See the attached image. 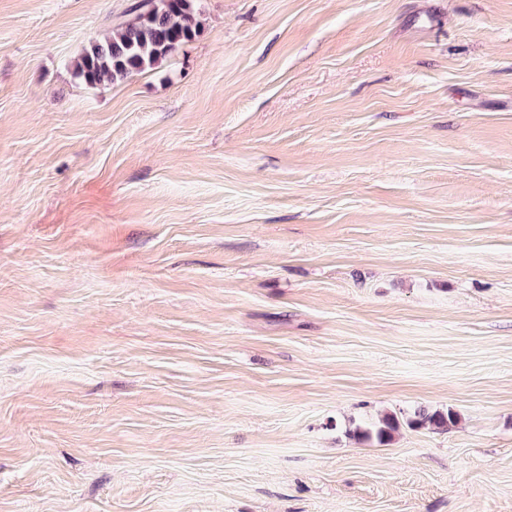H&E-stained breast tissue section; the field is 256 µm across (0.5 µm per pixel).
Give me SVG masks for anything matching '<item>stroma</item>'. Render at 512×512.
<instances>
[{
    "label": "stroma",
    "mask_w": 512,
    "mask_h": 512,
    "mask_svg": "<svg viewBox=\"0 0 512 512\" xmlns=\"http://www.w3.org/2000/svg\"><path fill=\"white\" fill-rule=\"evenodd\" d=\"M129 4L0 0V512H512V0H198L86 86ZM135 20L119 24L111 35L89 42L73 64L90 87L117 84L176 55L200 33L197 0H134ZM458 416L451 410L444 411H426L417 410L403 419V424L412 429H431L445 431L448 427L457 424ZM402 423L398 416L385 414L377 422L361 428L356 427L352 436L360 441L376 440L379 444H385L392 440Z\"/></svg>",
    "instance_id": "35a3bbf8"
}]
</instances>
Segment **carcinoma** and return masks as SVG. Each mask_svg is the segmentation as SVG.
<instances>
[{"label":"carcinoma","instance_id":"1","mask_svg":"<svg viewBox=\"0 0 512 512\" xmlns=\"http://www.w3.org/2000/svg\"><path fill=\"white\" fill-rule=\"evenodd\" d=\"M129 10L137 13L133 22L119 24L111 35L90 41L74 61L75 76L84 84L121 83L173 57L201 33L197 0H133ZM457 422L458 416L451 410H417L403 421L385 414L375 423L355 428L353 437L385 444L403 424L446 431Z\"/></svg>","mask_w":512,"mask_h":512}]
</instances>
